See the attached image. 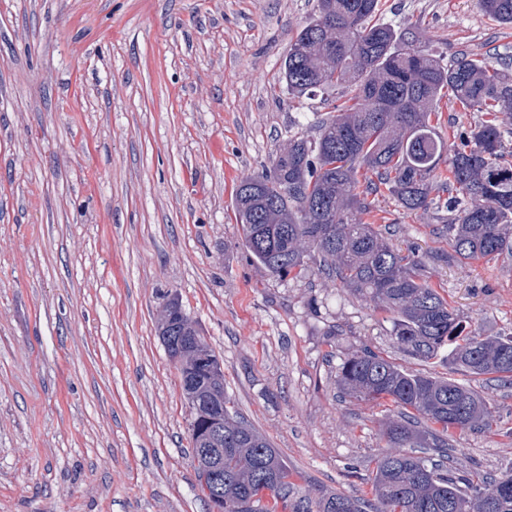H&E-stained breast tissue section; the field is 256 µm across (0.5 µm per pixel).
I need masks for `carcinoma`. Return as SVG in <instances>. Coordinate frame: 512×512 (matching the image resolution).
Masks as SVG:
<instances>
[{"instance_id":"1","label":"carcinoma","mask_w":512,"mask_h":512,"mask_svg":"<svg viewBox=\"0 0 512 512\" xmlns=\"http://www.w3.org/2000/svg\"><path fill=\"white\" fill-rule=\"evenodd\" d=\"M484 12L512 25V0H480ZM379 0H317L313 17L297 32L284 59L288 92L328 94L344 88L350 104L328 101L314 139L294 137L276 151L272 170L243 178L235 216L251 259L272 276L306 270L305 255L319 257L322 273L392 314V335L407 354L427 362L451 348L448 360L465 375H490L512 385V335L481 336L426 280L414 254L395 249L381 230L356 219L368 195L385 186L414 213L431 203L441 162H448V239L460 264L512 254V167L501 163L512 147L499 126H475L451 150L432 124L445 96L464 109L512 115V73L461 52L450 61L429 42L380 20ZM180 319V335L198 330L179 301L170 299L159 336ZM185 391L202 401V423L224 424V512H277L260 504L269 488L286 498L294 487L288 465L252 426L220 414L229 402L224 377L190 350L182 352ZM343 394L396 415L383 437L395 452L380 456L373 499L344 494L304 498L292 512H463L461 505L490 502L489 512H512V470L461 480L448 456L421 448H451L458 432L498 429L489 403L451 379L409 372L384 356L363 351L340 365Z\"/></svg>"}]
</instances>
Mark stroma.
<instances>
[{"mask_svg": "<svg viewBox=\"0 0 512 512\" xmlns=\"http://www.w3.org/2000/svg\"><path fill=\"white\" fill-rule=\"evenodd\" d=\"M316 0H0V512H208L191 410L157 324L178 297L216 354L232 412L287 462L297 496L366 497L385 407L342 396L364 348L449 377L500 429L457 434L455 475L512 468V387L445 356L401 351L390 314L324 278L252 261L239 181L327 107L294 97L283 62ZM434 52L512 55V26L479 0H381ZM484 112L441 100L461 144ZM407 213L387 189L363 223L485 335L512 334V257L450 261L448 194Z\"/></svg>", "mask_w": 512, "mask_h": 512, "instance_id": "stroma-1", "label": "stroma"}]
</instances>
